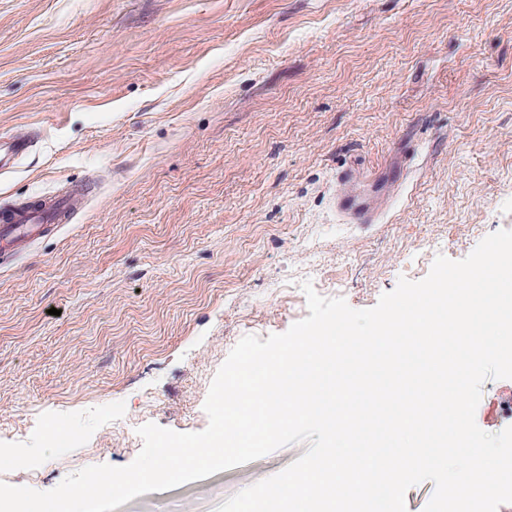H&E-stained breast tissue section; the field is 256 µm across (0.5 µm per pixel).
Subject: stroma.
Segmentation results:
<instances>
[{"mask_svg":"<svg viewBox=\"0 0 512 512\" xmlns=\"http://www.w3.org/2000/svg\"><path fill=\"white\" fill-rule=\"evenodd\" d=\"M0 210L75 217L0 261V482L125 466L138 427L203 431L228 354L354 309L512 230V0H0ZM369 177L374 224L336 211ZM475 420L512 426V379ZM74 436L71 449L52 434ZM308 449L139 495L216 512ZM28 149V141L13 136L0 138V170L11 169L14 161Z\"/></svg>","mask_w":512,"mask_h":512,"instance_id":"stroma-1","label":"stroma"}]
</instances>
